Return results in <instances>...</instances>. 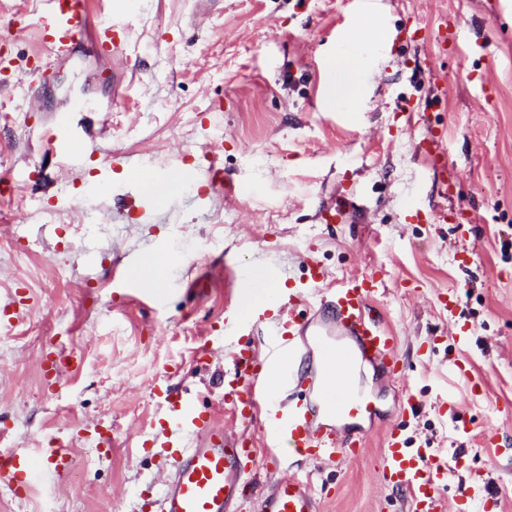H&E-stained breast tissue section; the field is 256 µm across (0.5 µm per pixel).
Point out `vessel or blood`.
<instances>
[{
  "label": "vessel or blood",
  "instance_id": "vessel-or-blood-1",
  "mask_svg": "<svg viewBox=\"0 0 512 512\" xmlns=\"http://www.w3.org/2000/svg\"><path fill=\"white\" fill-rule=\"evenodd\" d=\"M105 8L110 22L91 46L117 53L122 43L114 38L116 19L128 13L130 3L106 0ZM87 20V0H41L40 9L28 18L40 42L35 59L41 73L72 57L84 39ZM58 124V152L69 161L81 160L85 143L68 138L67 119H59ZM355 206L353 199L332 198L321 205L319 219L324 224L340 223ZM273 278L266 270H246L238 311L224 324L225 335L234 334L245 312L249 325H272L264 355L251 348L232 354L234 366L243 367L244 373L228 381L224 403L230 419L244 426L243 434L226 436L211 410L198 408L168 381L153 384V396L166 409L159 425L165 435L162 446L171 460L168 478L145 502L153 512H319L302 464L358 458L368 438L361 423L379 414L360 383L359 369L369 365L389 380L403 378L398 339L371 304L386 287L380 273L335 281L315 265L305 287L256 298V289ZM154 280L155 267L148 260L127 276L130 288L147 298L155 295ZM300 306L308 308V317H298ZM283 391L297 392L298 397L280 401ZM261 451L288 475L259 488L250 475ZM383 454L381 479L409 494L412 512H447V462L408 447L405 428L393 414L383 433ZM70 463V451L61 444L0 452V474L10 478L19 498L36 479L65 474Z\"/></svg>",
  "mask_w": 512,
  "mask_h": 512
}]
</instances>
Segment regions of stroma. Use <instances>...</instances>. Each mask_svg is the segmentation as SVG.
<instances>
[{"label": "stroma", "mask_w": 512, "mask_h": 512, "mask_svg": "<svg viewBox=\"0 0 512 512\" xmlns=\"http://www.w3.org/2000/svg\"><path fill=\"white\" fill-rule=\"evenodd\" d=\"M37 6L0 0V175L25 197L0 206V448L57 437L72 464L23 498L0 477V512H140L166 469L152 383L223 405L233 350L267 332L224 333L241 270L270 268L286 290L315 265L335 280L381 273L374 304L407 364L398 386L363 368L382 414L364 422L357 460L310 467L321 512H410L381 482L385 415L406 390L418 403L403 421L408 445L446 456L454 512L464 493L512 512V0H375L388 38L361 50L357 112L324 88L360 0H134L123 53L85 43L32 77L37 37L16 31ZM62 115L87 139L81 167L49 148ZM430 131L442 135L443 177L415 149ZM214 164L243 195L209 189ZM137 165L196 176L161 204L130 184ZM341 193L360 218L320 223L322 201ZM442 205L447 222L425 221ZM156 255L168 262L146 299L122 279ZM453 290L450 314L436 297ZM50 351L77 361L48 385ZM86 427L111 429L114 446L86 441Z\"/></svg>", "instance_id": "stroma-1"}]
</instances>
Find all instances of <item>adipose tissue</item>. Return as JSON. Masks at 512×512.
I'll return each mask as SVG.
<instances>
[{
	"label": "adipose tissue",
	"instance_id": "1",
	"mask_svg": "<svg viewBox=\"0 0 512 512\" xmlns=\"http://www.w3.org/2000/svg\"><path fill=\"white\" fill-rule=\"evenodd\" d=\"M385 38L377 14H363L359 25L349 30L344 38L346 51L334 55L328 62L326 94L329 98L345 101L349 109H356L362 94V62L357 50L368 43H383Z\"/></svg>",
	"mask_w": 512,
	"mask_h": 512
}]
</instances>
